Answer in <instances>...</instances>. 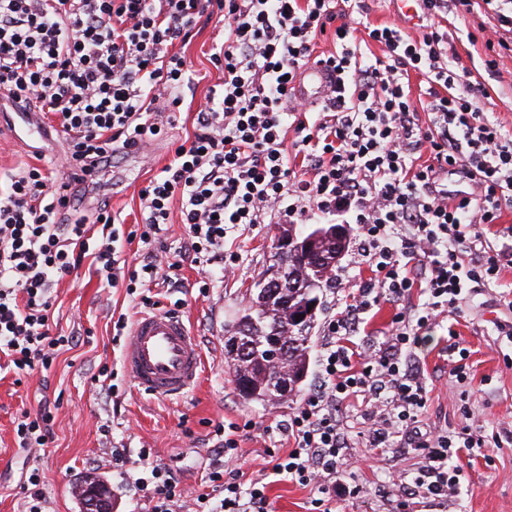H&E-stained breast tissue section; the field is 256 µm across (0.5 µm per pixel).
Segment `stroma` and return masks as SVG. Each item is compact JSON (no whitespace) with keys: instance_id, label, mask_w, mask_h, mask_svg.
Returning <instances> with one entry per match:
<instances>
[{"instance_id":"35a3bbf8","label":"stroma","mask_w":512,"mask_h":512,"mask_svg":"<svg viewBox=\"0 0 512 512\" xmlns=\"http://www.w3.org/2000/svg\"><path fill=\"white\" fill-rule=\"evenodd\" d=\"M483 17L479 14H448L442 25L448 31L458 64L482 82L492 96V110L499 122L512 131V54L500 55L493 69H486L488 51L483 41H468ZM223 37L221 27L209 24L196 31L183 48L196 72L183 90L185 107L174 129L177 137L194 130V115L209 89L222 75L210 62L212 46ZM13 116L0 104V170L21 164H37L35 152L10 128ZM169 158L167 141L154 142L147 156L127 155L86 188V203L110 201L127 222L139 214L138 190L145 179L156 175ZM277 225L259 224L236 239L231 248L242 256L236 276L225 279L209 295L198 292L201 274L197 266L183 264L179 276L183 292L162 290L160 309H169L176 298L186 305L181 313L196 333L203 354L200 385L184 397L162 400L138 391L125 382L119 394H111L95 383L102 367L121 369V344L112 340L113 313H131L124 289L101 288L93 269L82 267L57 286L55 319L63 333L77 336L76 346L61 350L47 375L30 376L16 383L9 371H0V512H22L25 501L21 486L26 474L39 469L45 477L46 512H83L76 487L84 480H105L112 494V512H145L143 501L110 463L111 448L138 451L147 447L158 463L172 469L187 491L199 487L205 461L201 449L215 445L213 426L221 421L252 420L257 428L272 419H287L297 404L289 397L277 404L261 406L244 402L237 394L225 366V327L242 309L247 291L272 262V241ZM506 311L486 289L472 292L455 326L459 341L470 351V386L480 392L471 418L462 417L452 393L458 385L447 373L449 337L447 325L426 331L416 351L432 388L423 423L457 428L468 424L485 432L512 430V368L504 355H512V343L497 336L494 324ZM54 409L53 436L47 447L28 453L15 442V421L22 412H36L42 405ZM108 425L101 434L99 425ZM416 451L398 456L384 454L377 469L358 472L361 493L337 498L336 512H394L387 481L396 471H415ZM466 480L457 497L448 503L417 498L412 512H512V446L497 450L493 465L483 458H460Z\"/></svg>"}]
</instances>
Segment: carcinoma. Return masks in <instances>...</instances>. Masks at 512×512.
I'll list each match as a JSON object with an SVG mask.
<instances>
[{
  "mask_svg": "<svg viewBox=\"0 0 512 512\" xmlns=\"http://www.w3.org/2000/svg\"><path fill=\"white\" fill-rule=\"evenodd\" d=\"M311 251L325 256L315 263L309 257L291 251L277 254V264L286 265L296 274L295 286L288 290V301L270 295L255 284L247 303L231 326L233 336L243 339L242 351H228L229 368L238 396L252 403L268 404L284 396L300 394L307 381L311 332L321 310L320 293L335 278L336 263L345 251L348 237L334 243L328 228L317 224L306 234ZM304 320L298 324L295 316ZM288 382V390H279V383Z\"/></svg>",
  "mask_w": 512,
  "mask_h": 512,
  "instance_id": "carcinoma-1",
  "label": "carcinoma"
}]
</instances>
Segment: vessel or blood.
<instances>
[{
    "instance_id": "1",
    "label": "vessel or blood",
    "mask_w": 512,
    "mask_h": 512,
    "mask_svg": "<svg viewBox=\"0 0 512 512\" xmlns=\"http://www.w3.org/2000/svg\"><path fill=\"white\" fill-rule=\"evenodd\" d=\"M336 76L318 63L302 69L291 84L293 94L308 103L332 96ZM18 131L29 142L48 140L35 113L19 115ZM123 369L140 391L160 399L181 397L201 381L204 361L198 338L180 315L166 311L141 314L122 346Z\"/></svg>"
}]
</instances>
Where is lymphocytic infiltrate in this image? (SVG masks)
Returning <instances> with one entry per match:
<instances>
[{
  "mask_svg": "<svg viewBox=\"0 0 512 512\" xmlns=\"http://www.w3.org/2000/svg\"><path fill=\"white\" fill-rule=\"evenodd\" d=\"M481 4L493 8L479 27L487 50L512 52V0H422L434 21L416 36L395 24L364 25L363 0H0V96L12 109L52 114L67 168L0 177V355L15 373L38 374L74 344L53 328L51 292L86 257L101 287L124 288L147 308L153 284L179 287L183 263L200 268L203 295L217 277L234 275L240 256L226 242L256 225L354 224L317 383L279 421L287 446L267 449L272 473L315 490L309 512H333L337 494L357 495L359 461L343 413L359 399L372 447L423 456L416 472L391 474L395 512L418 496L455 497L463 474L454 458L501 448L503 438L468 426L420 430L428 388L413 358L421 333L459 316L472 288L498 289L512 312L501 283L512 265V227L500 225L512 211V131L489 112L485 85L452 64L438 22ZM203 21L224 26L210 56L223 79L192 136L140 189L139 222L126 227L106 200L85 210L80 187L174 127L193 80L175 47ZM326 34L335 50L316 54ZM314 59L332 67L338 85L310 105L290 94L289 82ZM452 169L465 191H449ZM175 209L184 244L174 252L164 233ZM493 224L500 230L491 239ZM133 242L144 254L131 261L123 246ZM364 268L369 278L359 277ZM383 303L393 314L382 341L355 343ZM53 420L47 407L22 413L18 447H45ZM252 427L249 419L214 426L217 443L192 494L149 449H112V466L147 512H271L266 483L243 482L237 465L240 437Z\"/></svg>",
  "mask_w": 512,
  "mask_h": 512,
  "instance_id": "lymphocytic-infiltrate-1",
  "label": "lymphocytic infiltrate"
}]
</instances>
